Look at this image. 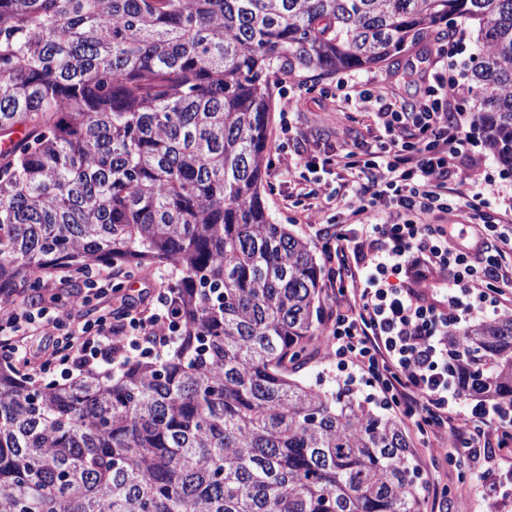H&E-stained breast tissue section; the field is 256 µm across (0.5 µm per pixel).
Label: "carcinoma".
I'll return each instance as SVG.
<instances>
[{
  "label": "carcinoma",
  "mask_w": 512,
  "mask_h": 512,
  "mask_svg": "<svg viewBox=\"0 0 512 512\" xmlns=\"http://www.w3.org/2000/svg\"><path fill=\"white\" fill-rule=\"evenodd\" d=\"M476 32L472 122L512 172V0H0V301L171 266L174 346L41 384L0 364V512H421L400 423L299 376L321 267L270 220L271 78ZM512 401V315L448 340Z\"/></svg>",
  "instance_id": "1"
}]
</instances>
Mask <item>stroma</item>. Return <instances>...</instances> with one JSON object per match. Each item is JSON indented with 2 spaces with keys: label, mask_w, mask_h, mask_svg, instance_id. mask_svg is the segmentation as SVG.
<instances>
[{
  "label": "stroma",
  "mask_w": 512,
  "mask_h": 512,
  "mask_svg": "<svg viewBox=\"0 0 512 512\" xmlns=\"http://www.w3.org/2000/svg\"><path fill=\"white\" fill-rule=\"evenodd\" d=\"M436 29L424 31L408 40L388 63L351 71L350 77L360 86L380 85L394 94L403 105H413L424 93L426 83L411 71L413 64L433 57ZM336 76H322L315 71L279 74L272 79L271 134L264 175V197L273 223L285 224L305 240L315 255H322V233H336L349 223L348 200L333 204L315 202L307 207L287 201L288 181L298 174L304 161L325 157L358 143H375L383 128L375 115L357 106L338 103ZM289 132H282V124ZM300 375L308 384L325 389L349 378L362 397H380L378 387L358 378L355 368L337 369L325 355L323 344H315L310 360ZM404 435L415 461L423 474L437 477L447 486V495H440L432 486L422 490V512H491L473 477L462 476L455 465L436 460V447L427 442L411 423H404Z\"/></svg>",
  "instance_id": "stroma-1"
}]
</instances>
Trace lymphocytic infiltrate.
Returning <instances> with one entry per match:
<instances>
[{"instance_id": "f902f5d3", "label": "lymphocytic infiltrate", "mask_w": 512, "mask_h": 512, "mask_svg": "<svg viewBox=\"0 0 512 512\" xmlns=\"http://www.w3.org/2000/svg\"><path fill=\"white\" fill-rule=\"evenodd\" d=\"M466 37L460 28L440 42L436 65L448 77L435 79L408 109L387 92L372 96L339 79L341 102L376 103L385 139L343 149L320 163L305 161L289 196L318 198V190L308 185L318 165L345 174L359 205L349 214L350 228L337 233L336 247L324 254L336 263L333 282L355 277L359 285L324 324L328 355L337 365L362 371L401 407L405 419L442 447L447 462H467L484 497L505 510L512 506V488L501 481L502 462L489 448L512 443V408L502 412L463 393L448 373L449 332L473 309L499 308L501 296L512 289L505 265L512 226L487 220L484 213L483 189L493 179L478 168L458 170L472 140L462 116L449 112L448 104L466 93L457 59ZM462 183L468 192L459 191ZM454 211L477 228L467 242L452 245L449 231L427 219ZM380 213L384 222L371 223ZM152 302L150 311L130 304L84 322L65 312L33 313L20 303L1 306L0 348L20 366L35 364L65 376L74 367L119 366L134 353H159L173 343L177 317L166 293L156 291ZM46 325L59 337L37 363L28 343Z\"/></svg>"}]
</instances>
